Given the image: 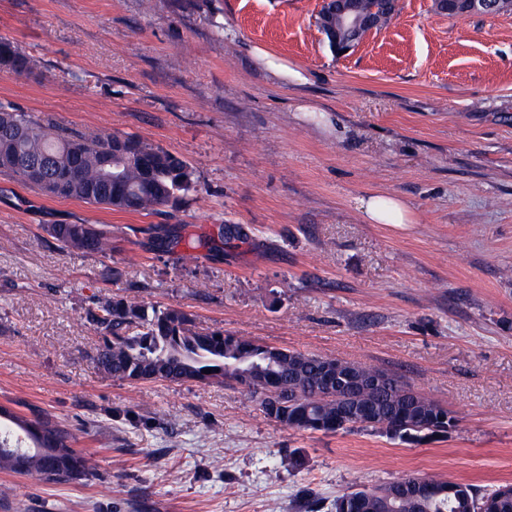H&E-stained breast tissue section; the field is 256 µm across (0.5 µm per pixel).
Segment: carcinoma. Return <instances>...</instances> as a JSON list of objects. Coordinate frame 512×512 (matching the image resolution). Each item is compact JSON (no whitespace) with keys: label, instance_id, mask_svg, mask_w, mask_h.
Listing matches in <instances>:
<instances>
[{"label":"carcinoma","instance_id":"1","mask_svg":"<svg viewBox=\"0 0 512 512\" xmlns=\"http://www.w3.org/2000/svg\"><path fill=\"white\" fill-rule=\"evenodd\" d=\"M0 65L17 75L33 67L15 42L0 39ZM54 167L43 175L28 168L45 156ZM0 171L59 198H73L106 209L151 213L196 189L189 165L139 135L112 133L87 139L50 118L0 106ZM69 253H112V231L100 224H52L46 229ZM91 326L103 332L95 355L105 374L130 382L237 384L260 400L264 416L291 429L335 434L372 430L403 441L445 436L457 417L415 392L399 377L377 367L304 353L222 332L198 330L180 308H148L121 299H98ZM211 373L206 374L204 370ZM346 373L359 384H334ZM389 378L385 387L370 380ZM24 433L31 446L0 440V470L45 483H63L92 470L73 439L47 415L19 416L0 406V421ZM421 480L430 493L394 495V483L346 491L333 512H512V485L479 496L463 483L433 477Z\"/></svg>","mask_w":512,"mask_h":512}]
</instances>
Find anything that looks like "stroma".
Here are the masks:
<instances>
[{
    "instance_id": "1",
    "label": "stroma",
    "mask_w": 512,
    "mask_h": 512,
    "mask_svg": "<svg viewBox=\"0 0 512 512\" xmlns=\"http://www.w3.org/2000/svg\"><path fill=\"white\" fill-rule=\"evenodd\" d=\"M320 8L0 0V38L34 61L0 68V103L147 138L197 184L146 215L0 173V405L55 417L93 464L66 484L0 471V512H331L410 474L512 484V12L399 0L338 55ZM372 194L403 198L413 223H367ZM50 224L110 225L112 253L60 251ZM104 295L385 369L458 425L414 443L302 432L238 385L112 378L85 322Z\"/></svg>"
}]
</instances>
